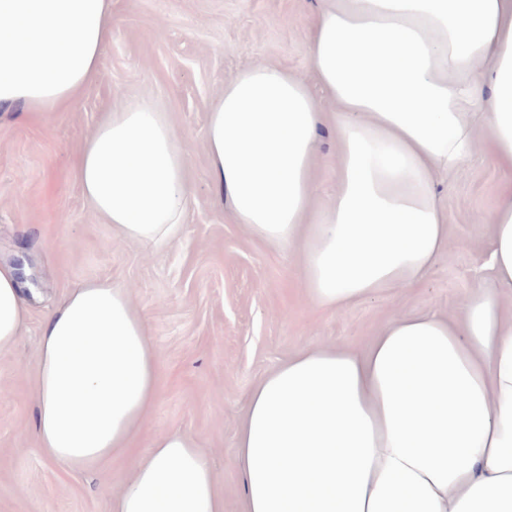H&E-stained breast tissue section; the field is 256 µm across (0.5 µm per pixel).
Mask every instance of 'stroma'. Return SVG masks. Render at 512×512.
<instances>
[{
	"label": "stroma",
	"instance_id": "35a3bbf8",
	"mask_svg": "<svg viewBox=\"0 0 512 512\" xmlns=\"http://www.w3.org/2000/svg\"><path fill=\"white\" fill-rule=\"evenodd\" d=\"M319 0H112V38L77 103L43 114L0 112V260H19L38 291L15 348L0 354V512H112L126 457L96 473L50 464L36 439L31 378L44 316L79 284L130 289L162 363V390L137 440L180 431L205 449L224 512H243L236 434L250 392L300 350L361 347L397 315L462 314L488 284L480 219L507 176L489 156L463 163L437 190L448 253L411 288L320 308L298 282L293 250L250 237L222 205L206 154L210 103L250 65L284 67L314 84L306 54ZM137 103L168 112L189 150L191 200L180 239L157 252L119 241L76 180L85 139L103 113Z\"/></svg>",
	"mask_w": 512,
	"mask_h": 512
}]
</instances>
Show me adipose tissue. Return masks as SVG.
<instances>
[{"mask_svg": "<svg viewBox=\"0 0 512 512\" xmlns=\"http://www.w3.org/2000/svg\"><path fill=\"white\" fill-rule=\"evenodd\" d=\"M112 37L111 0H0V109L76 103ZM307 56L325 98L271 64L224 82L206 151L235 223L297 249L308 299L340 310L418 285L448 252L434 184L476 151L512 174V0H322ZM336 123V189L316 203L317 129ZM187 142L166 113H107L77 178L116 237L160 251L192 195ZM492 287L461 316L390 320L360 348L297 352L252 391L237 433L245 512H512V184L482 217ZM30 304L0 262V354ZM161 385L128 288L93 280L46 316L36 435L67 471L130 450ZM112 512H224L195 438L166 432Z\"/></svg>", "mask_w": 512, "mask_h": 512, "instance_id": "adipose-tissue-1", "label": "adipose tissue"}]
</instances>
